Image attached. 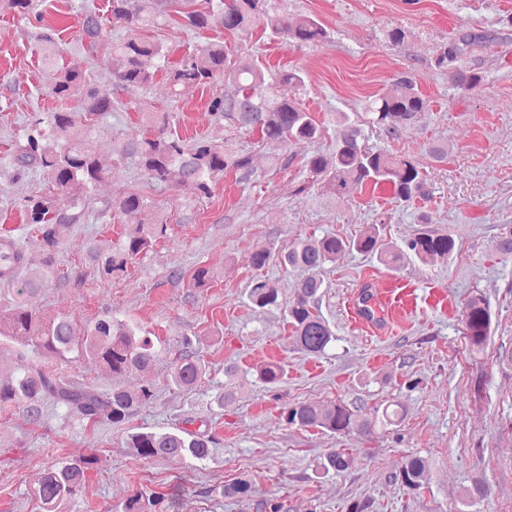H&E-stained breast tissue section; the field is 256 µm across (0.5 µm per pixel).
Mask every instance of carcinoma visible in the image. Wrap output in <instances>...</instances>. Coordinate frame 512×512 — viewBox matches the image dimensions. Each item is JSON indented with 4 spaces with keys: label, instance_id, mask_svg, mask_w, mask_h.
<instances>
[{
    "label": "carcinoma",
    "instance_id": "1",
    "mask_svg": "<svg viewBox=\"0 0 512 512\" xmlns=\"http://www.w3.org/2000/svg\"><path fill=\"white\" fill-rule=\"evenodd\" d=\"M178 11L179 24L187 29L202 30L215 24L229 34L250 33L263 26L270 39H285L294 43H312L327 38L328 31L316 17H292L276 11L272 0H205L202 8L193 7L194 0H183ZM110 23L128 32L122 40L109 41L103 32L102 17L96 9L85 11L81 18L80 38L85 51L93 56L112 55L122 58L123 69L114 73L116 87L146 86L157 74H163L172 89L191 84L206 87L216 78H224V94L210 99L208 115L225 120L240 128L255 132L265 143L278 146L284 142H311L320 137L322 129L315 118L297 99H285L273 86L288 83L304 85L303 73L297 68L271 69L250 58L231 59L224 43L212 42L179 59L169 58L168 50L141 36V32L171 18L159 0H107ZM45 62L53 68V94L62 102L76 101L90 117L112 110V99L93 85L85 73L55 63L59 55L51 37L44 38ZM428 108L417 82L401 74L390 87L365 102L364 124L374 127L386 139H398L404 129L415 124ZM333 120L339 132L336 151L328 158L313 154L305 162V191L317 184L330 194L350 199L366 186L388 185L396 202L409 204L425 196L427 172L413 159L395 154L369 143L362 125L347 112L336 111ZM145 135L129 141L128 155L150 180L176 187L190 182L208 196L212 186L227 172L238 175L239 181L253 177L250 158L229 143L215 144L199 138L193 142L172 130L173 123L165 112L145 114ZM30 129L25 142L13 154V164L20 172L39 169L48 176V191L25 199L23 209L27 223L33 225L41 239L42 257L39 266L23 279L21 271L28 259L18 242L0 238V281L21 284L20 293H37L47 287L55 273V255L59 248L57 227L80 224L85 219L88 202L75 198L70 208L59 210L54 196L69 191L77 184L93 185L102 178L100 167L91 149V124L75 130L72 113L60 110L45 115H30ZM149 208L147 198L131 193L112 201L106 210L124 217L123 231L107 251L93 250L92 259L102 274L118 275L127 264L145 255L157 238L166 232L165 222H143L141 215ZM455 240L449 235L421 232L399 246L387 242L379 225L369 224L356 237L343 238L332 234L314 235L296 242L278 254V262L286 269L303 268L309 275L297 285L296 296L288 303V319L296 336L298 349L311 355L323 353L335 340L333 330L317 311L324 280L321 272L328 264L347 251L375 256L379 262L400 268L407 258L422 262L450 257ZM497 252L512 257V225L503 228L496 245ZM248 300L254 308L264 311L280 306L279 290L268 279L253 281ZM464 335L473 348L483 347L491 332L492 314L481 294L472 296L463 308ZM23 339L25 346L34 348L44 358L67 360L73 351L114 374L143 370L153 364L159 349L150 336L128 319L106 314L80 331L68 315L46 321L35 310L14 305L0 312V338ZM19 372L8 383H0V404L23 402L27 416L41 417V404L53 400L67 411L83 418L113 425L124 422L130 415L149 404L154 388L145 385L138 390L114 389L101 394L89 387L65 381L19 353ZM204 365L197 357L190 338L183 339V350L174 362L171 382L179 388L197 383ZM260 380L268 384L283 376V366L267 362L257 367ZM282 416L289 425L321 428L333 434L346 435L355 431L371 432L377 424H390L388 411L382 416L359 419L343 403L324 405L316 401L299 402L283 408ZM212 438L205 431L184 429L179 432L145 431L133 433L128 447L142 458L177 457L197 461L207 459ZM100 458L91 454L79 460H62L48 469L31 489L44 512H54L56 504L71 497L81 488L89 471L98 467ZM430 462L421 456H407L397 478L411 491L425 486ZM162 496L141 491L131 494L120 512H160Z\"/></svg>",
    "mask_w": 512,
    "mask_h": 512
}]
</instances>
